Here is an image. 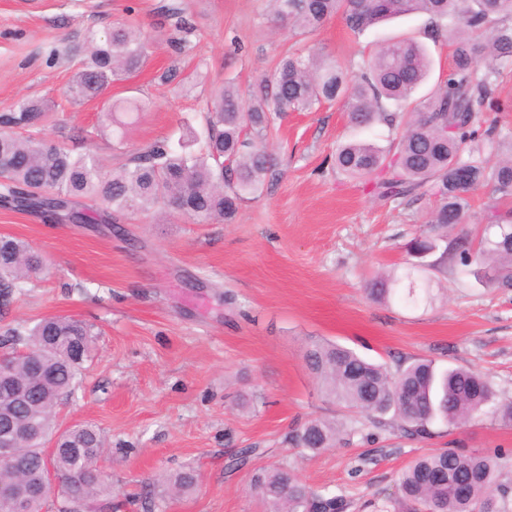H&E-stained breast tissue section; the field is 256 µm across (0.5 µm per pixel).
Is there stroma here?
<instances>
[{
    "mask_svg": "<svg viewBox=\"0 0 512 512\" xmlns=\"http://www.w3.org/2000/svg\"><path fill=\"white\" fill-rule=\"evenodd\" d=\"M165 4L184 8L194 28L180 56L165 40L174 24ZM268 14V0H0V112L23 99L51 100L44 139L115 167L111 136L95 134L105 120L100 101L67 96L84 30L103 36L124 23L156 38L148 65L110 89L113 98L149 103L127 129L134 149L201 130L213 85L230 79L245 93L273 72L295 38ZM426 22L401 17L354 35L335 16L305 45L354 64L374 43L423 40ZM173 65L198 72L197 85L160 81ZM390 138L381 124L352 127L337 106L273 116L267 146L278 175L229 224L161 210L112 224L58 223L0 208V236L26 240L47 263L0 306V330L64 315L96 332L57 425L88 422L103 432L98 465L118 512H143L136 495L146 487L158 494L155 512H267L250 476L278 461L363 512L364 501L392 494L396 474L425 452H512V426L490 413L458 428L434 424L424 440L374 427L327 402L306 365L309 343L328 340L391 367L431 359L441 369L478 370L500 403L512 402V288L436 271L431 297L418 307L367 294L371 279L412 263L407 244L425 230L434 198H379L369 183L337 172L332 156L348 140L385 147ZM489 203L512 209V195L476 190L469 220L449 225V240L478 237ZM312 419L346 425L351 435L318 452L284 443ZM246 447L265 454L230 471L231 455ZM186 467L197 471V488L160 496L161 480Z\"/></svg>",
    "mask_w": 512,
    "mask_h": 512,
    "instance_id": "35a3bbf8",
    "label": "stroma"
}]
</instances>
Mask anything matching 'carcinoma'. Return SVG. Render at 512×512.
<instances>
[{"label": "carcinoma", "instance_id": "cac0c4a2", "mask_svg": "<svg viewBox=\"0 0 512 512\" xmlns=\"http://www.w3.org/2000/svg\"><path fill=\"white\" fill-rule=\"evenodd\" d=\"M270 4L275 18L295 36L312 34L339 13L354 33L390 19L425 14V38L450 42L452 65L435 92L416 101L413 94L428 78L431 58L415 39L378 43L353 76L332 56L297 48L246 95L234 83L224 82L204 115L205 135L177 148L155 141L125 149L128 122L115 114L142 112L146 105L109 103L106 121L112 128L113 149L122 158L116 171L106 170L93 153L75 155L46 144L40 127L51 118L49 103L23 100L0 113V206L51 212L58 220L78 210L81 221L90 224H110L117 215L155 208L198 222L229 223L242 203L260 195L266 181L276 176L265 139L270 114L308 112L336 102L355 127L383 123L400 131L386 151L362 141L340 144L334 155L336 169L354 178H373L374 192L381 198L431 193L435 205L427 223L432 227L466 223L471 195L482 186L512 193V131L486 123L482 115L483 109L495 106L499 76L497 68L482 60L512 63V0H270ZM154 41L155 37L125 24L113 27L104 38L86 30V54L69 89L72 99L102 97L112 82L142 70ZM487 145L497 152L505 147L507 155L492 162L484 156ZM502 223H512V211L488 209L475 249L456 242L450 245L444 235L413 238L410 252L422 259L436 253L439 257L400 276L376 277L368 294L375 300L397 299L416 306L430 298L428 271L435 267L465 272L488 266L492 271L488 283L512 288V245L500 244ZM44 268L42 257L27 242L0 236V300L8 301L14 289ZM4 336L14 346L15 379L29 396L16 405L0 402V410L35 432L16 448L19 463L39 482L28 512H43L50 506L56 512H112L116 509L112 485L98 466L104 438L89 424L68 430L63 446L51 458L54 484L42 494L45 445L56 428L57 407L73 393L83 364L91 358V326L52 316L31 328H8ZM76 338L83 348L73 358L69 344ZM31 355L43 363V373L31 372ZM307 361L329 401L377 427L420 439L432 436L435 420L464 424L494 397L488 377L468 368L440 371L428 359L400 364L392 372L352 349L318 341L309 348ZM389 413L392 417L384 419ZM344 433L334 421L314 419L287 433L284 442L317 452L336 446ZM511 461L502 452L439 449L420 455L399 473L395 497L383 502L379 512H512L508 506L512 486L502 481ZM436 472L445 475L440 484L430 480ZM462 481L477 488L478 499L459 498ZM196 484L192 470L166 481V487L182 493ZM251 484L271 512H347L350 507L339 495L311 488L284 462L253 470Z\"/></svg>", "mask_w": 512, "mask_h": 512}]
</instances>
